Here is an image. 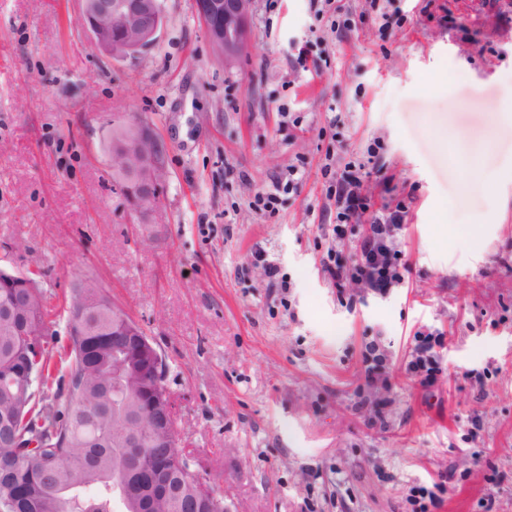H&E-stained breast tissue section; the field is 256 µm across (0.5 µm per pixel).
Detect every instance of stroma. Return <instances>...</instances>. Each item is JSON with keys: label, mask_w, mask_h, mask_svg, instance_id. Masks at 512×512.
I'll return each mask as SVG.
<instances>
[{"label": "stroma", "mask_w": 512, "mask_h": 512, "mask_svg": "<svg viewBox=\"0 0 512 512\" xmlns=\"http://www.w3.org/2000/svg\"><path fill=\"white\" fill-rule=\"evenodd\" d=\"M496 2L255 0L252 47L227 62L193 0H161L134 60L98 49L81 0H0V267L35 281L59 338L79 276L141 324L178 445L231 512H417L422 487L436 512H512V0ZM121 113L164 147L149 217L112 181ZM350 162L374 212L407 211L384 293L324 271L369 232L337 219ZM429 334L425 387L408 364Z\"/></svg>", "instance_id": "1"}]
</instances>
